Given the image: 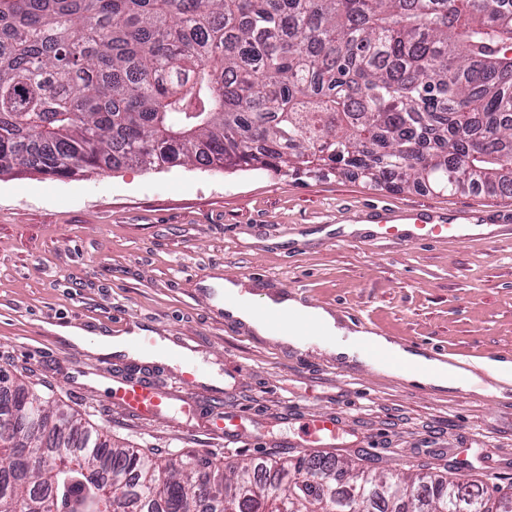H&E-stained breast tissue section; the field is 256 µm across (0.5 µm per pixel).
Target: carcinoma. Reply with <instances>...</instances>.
Wrapping results in <instances>:
<instances>
[{"instance_id": "cac0c4a2", "label": "carcinoma", "mask_w": 512, "mask_h": 512, "mask_svg": "<svg viewBox=\"0 0 512 512\" xmlns=\"http://www.w3.org/2000/svg\"><path fill=\"white\" fill-rule=\"evenodd\" d=\"M504 0H0V175L185 161L512 195ZM0 512H487L512 484L371 475L334 455L178 464L18 385Z\"/></svg>"}]
</instances>
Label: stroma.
Instances as JSON below:
<instances>
[{
    "mask_svg": "<svg viewBox=\"0 0 512 512\" xmlns=\"http://www.w3.org/2000/svg\"><path fill=\"white\" fill-rule=\"evenodd\" d=\"M418 208L510 209L512 197L366 184L330 165L315 176L182 163L80 176L0 175V376L60 399L113 440L172 460L232 464L299 455L300 416L338 411L363 432L336 457L370 473L398 469L512 483V383L484 397L347 364L318 344L294 349L226 319L204 281L237 278L253 294L287 291L351 332L390 337L458 367L512 361V224L461 244L392 243L367 226ZM121 336L127 325L232 372L225 398L246 438L225 445L207 418L135 420L108 399L111 380L177 385L171 366L67 343L46 325Z\"/></svg>",
    "mask_w": 512,
    "mask_h": 512,
    "instance_id": "1",
    "label": "stroma"
}]
</instances>
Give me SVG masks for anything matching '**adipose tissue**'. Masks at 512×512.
Instances as JSON below:
<instances>
[{
	"label": "adipose tissue",
	"instance_id": "ef3b65f1",
	"mask_svg": "<svg viewBox=\"0 0 512 512\" xmlns=\"http://www.w3.org/2000/svg\"><path fill=\"white\" fill-rule=\"evenodd\" d=\"M209 287L216 291V302L222 303L230 318L249 324L261 336H271L270 327L255 316L254 307L249 298L241 294L239 286L230 280L210 279ZM262 307L280 313L289 322L287 333L281 334L283 342L301 346L306 342L303 336L304 324L316 326L320 332L337 337L335 347L337 354L347 357H360L365 364L375 365L377 370L385 374L400 377L408 381L436 388L456 387L472 389L475 381L474 373L461 370L437 359L409 351L393 343L384 336H370L371 353L358 355L354 343L356 334H343L334 317L325 309L302 304L285 296H266L261 301ZM389 353V360L375 362L373 352Z\"/></svg>",
	"mask_w": 512,
	"mask_h": 512
}]
</instances>
